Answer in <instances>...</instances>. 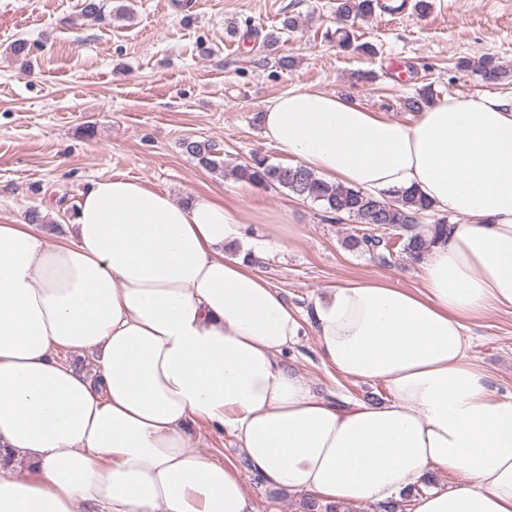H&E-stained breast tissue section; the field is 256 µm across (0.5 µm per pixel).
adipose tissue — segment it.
Listing matches in <instances>:
<instances>
[{"label": "adipose tissue", "instance_id": "ef3b65f1", "mask_svg": "<svg viewBox=\"0 0 512 512\" xmlns=\"http://www.w3.org/2000/svg\"><path fill=\"white\" fill-rule=\"evenodd\" d=\"M262 134L326 181L448 218L419 288L347 281L313 303L322 360L384 400L340 406L289 367L301 320L246 253L296 228L272 215L254 241L223 201L101 179L66 235L0 224V512H254L199 422L323 506L410 492L412 512H512V394L468 353L471 320L512 311V97L442 96L402 122L297 88ZM87 349L93 380L59 358ZM439 470L462 483L415 494Z\"/></svg>", "mask_w": 512, "mask_h": 512}]
</instances>
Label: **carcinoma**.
<instances>
[{"instance_id": "cac0c4a2", "label": "carcinoma", "mask_w": 512, "mask_h": 512, "mask_svg": "<svg viewBox=\"0 0 512 512\" xmlns=\"http://www.w3.org/2000/svg\"><path fill=\"white\" fill-rule=\"evenodd\" d=\"M405 6L404 0L399 4L392 0H336V14L346 22H353L369 18L378 10L393 14ZM335 35L336 44L343 50L372 52L368 45L354 44L353 34L345 26L336 28ZM458 67L489 83H496L507 74L498 59L490 54L465 58ZM430 96L431 88H423L406 99L405 108L419 112ZM182 147L207 169L224 167L216 144L209 140L187 138L183 140ZM230 174L256 187L281 188L297 199L319 202L338 223L344 220L356 223L354 233L345 241L346 247L369 256L381 266H392L404 257L420 258L442 238L448 223L444 216L433 218L431 226L422 225L421 218L432 211V206L415 193L397 192L376 198L361 190L326 182L299 164L271 163L266 158L254 157L250 162L234 166Z\"/></svg>"}]
</instances>
